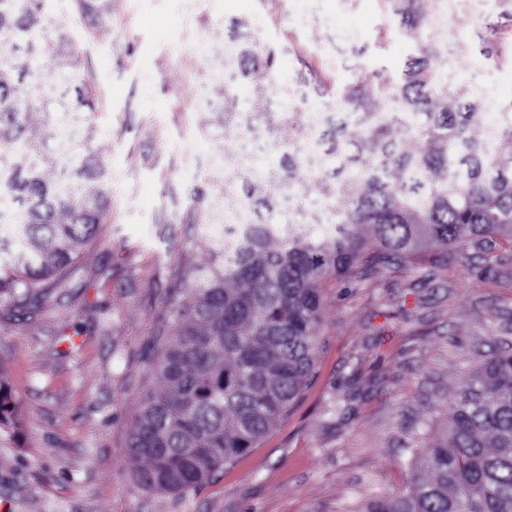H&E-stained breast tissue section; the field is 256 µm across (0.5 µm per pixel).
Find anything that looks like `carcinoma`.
Instances as JSON below:
<instances>
[{
	"label": "carcinoma",
	"mask_w": 512,
	"mask_h": 512,
	"mask_svg": "<svg viewBox=\"0 0 512 512\" xmlns=\"http://www.w3.org/2000/svg\"><path fill=\"white\" fill-rule=\"evenodd\" d=\"M48 2L0 0V224L14 225L19 243L0 257V298L30 314L111 209L90 134L64 123L71 114L90 124L95 94L66 20ZM426 2L384 0L415 52L398 78L358 68L336 93V109L361 123L354 133L343 124L318 130L321 180L296 176L314 113L299 109L286 85L267 94L276 51L249 32L230 36L218 121L236 116L231 86H247L265 106L245 131L262 126L283 149L278 173H258L239 156L219 194L194 196L192 220L208 223L222 207L238 223L215 241L209 262L181 274L175 331L153 362L161 387L142 396L127 443L143 490L196 493L288 414L314 373L328 281L360 264L443 266L463 245L484 253L512 242V104L491 126L483 96L448 83L447 32ZM311 183L323 235L266 220L282 199L303 207ZM6 381L0 366V437L22 429ZM352 512H512L511 344L459 386L441 435L413 451L405 490Z\"/></svg>",
	"instance_id": "carcinoma-1"
}]
</instances>
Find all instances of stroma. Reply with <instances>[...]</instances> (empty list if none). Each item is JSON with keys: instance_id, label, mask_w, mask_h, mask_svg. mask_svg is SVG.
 Returning <instances> with one entry per match:
<instances>
[{"instance_id": "obj_1", "label": "stroma", "mask_w": 512, "mask_h": 512, "mask_svg": "<svg viewBox=\"0 0 512 512\" xmlns=\"http://www.w3.org/2000/svg\"><path fill=\"white\" fill-rule=\"evenodd\" d=\"M100 25L77 0H50L81 51L97 99L90 148L108 177L107 224L63 287L22 319L0 313V364L23 432L0 439V512H338L403 490L409 448L435 440L453 394L499 342L512 344V244L403 272L357 269L330 282L316 376L223 475L178 498L142 490L126 456L140 399L157 379L181 271L207 263L220 224L190 223L196 189L218 188L244 141L275 169L264 129H200L220 100L212 76L232 27L280 49L274 84L320 110L313 87L357 67L396 77L413 53L383 0H105ZM447 17L449 83L484 91L489 121L512 102V0H428ZM498 28L484 40L486 25Z\"/></svg>"}]
</instances>
